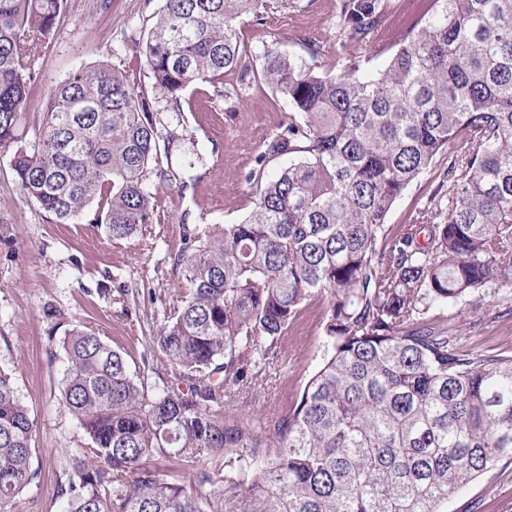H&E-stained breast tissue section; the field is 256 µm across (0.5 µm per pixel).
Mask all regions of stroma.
I'll return each mask as SVG.
<instances>
[{
  "label": "stroma",
  "instance_id": "35a3bbf8",
  "mask_svg": "<svg viewBox=\"0 0 512 512\" xmlns=\"http://www.w3.org/2000/svg\"><path fill=\"white\" fill-rule=\"evenodd\" d=\"M339 0H268L263 24L238 21L242 40L253 55L273 44L300 55L302 40L321 47L320 62L332 74L344 70L349 31L338 12ZM90 0H67L56 33L40 51V82L23 105L28 122L42 118L49 91L72 75L100 62L142 70L136 45L151 26L161 0H112V11L95 14ZM153 108L179 133L194 135L206 160L187 186H173L161 216L151 217L146 234L114 245L106 227L81 220L47 222L25 199L11 170L16 144H0V236L15 243L13 254L0 248V368L9 371L35 420L32 442L39 448L40 475L21 495L14 512H65L58 485L69 457L86 436L63 401L59 384L64 358L60 340L77 321L121 350L138 371L163 318L162 305L175 294L178 277L170 254L179 245L183 223L233 224L249 208L245 172L264 143L288 120L286 102L271 91L236 83L223 96L198 84L183 96L180 109L158 98ZM439 171L421 174L393 205L390 229L408 223L413 211L432 203ZM115 281L156 294L149 300L118 302L97 293ZM322 303L313 301L282 342L283 363L272 370L264 392L233 403L232 413L255 423L288 410L312 371L322 362L325 337ZM463 343L474 351L512 359V299L489 294L477 305L448 314ZM448 512H512V460L468 483L448 501Z\"/></svg>",
  "mask_w": 512,
  "mask_h": 512
}]
</instances>
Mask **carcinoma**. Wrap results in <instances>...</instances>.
Here are the masks:
<instances>
[{
  "label": "carcinoma",
  "instance_id": "obj_1",
  "mask_svg": "<svg viewBox=\"0 0 512 512\" xmlns=\"http://www.w3.org/2000/svg\"><path fill=\"white\" fill-rule=\"evenodd\" d=\"M162 2L138 46L153 92L178 107L195 84L222 96L224 77L251 76L291 112L245 175L249 213L182 225L160 354L133 373L92 325L66 331L62 389L87 436L59 485L68 512H447L512 458V359L432 323L512 294V0H421L391 28L385 0H340L355 50L337 76L314 42L309 62L270 46L252 65L236 22L262 23L267 0ZM65 4L0 0V143H19L12 171L47 221L87 218L120 245L177 180L159 142L187 140L189 168L203 157L162 130L136 73L107 63L57 84L22 145ZM445 152L448 208L389 232L393 204ZM316 298L327 352L293 405L258 426L227 412L261 392ZM33 429L0 368V512L39 476ZM160 460L179 472L163 477Z\"/></svg>",
  "mask_w": 512,
  "mask_h": 512
}]
</instances>
